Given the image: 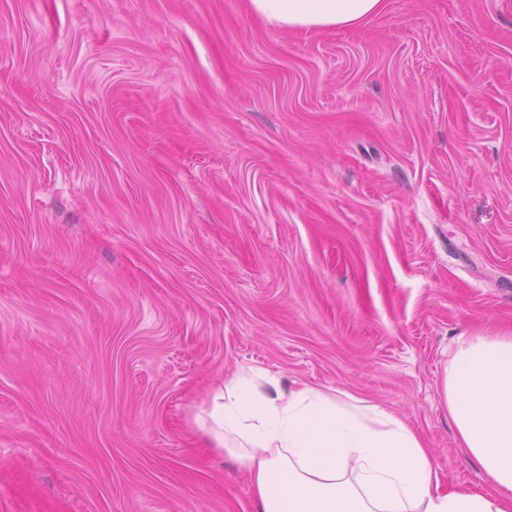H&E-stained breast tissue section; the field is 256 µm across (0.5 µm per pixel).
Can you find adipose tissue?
<instances>
[{"instance_id":"adipose-tissue-1","label":"adipose tissue","mask_w":512,"mask_h":512,"mask_svg":"<svg viewBox=\"0 0 512 512\" xmlns=\"http://www.w3.org/2000/svg\"><path fill=\"white\" fill-rule=\"evenodd\" d=\"M249 3L286 29L354 28L382 8V0ZM443 393L489 490L445 488L418 435L380 405L338 389L286 388L264 369L226 378L196 423L246 471L259 512H512V336L461 342Z\"/></svg>"}]
</instances>
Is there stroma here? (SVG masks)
<instances>
[{
    "mask_svg": "<svg viewBox=\"0 0 512 512\" xmlns=\"http://www.w3.org/2000/svg\"><path fill=\"white\" fill-rule=\"evenodd\" d=\"M512 332V0L286 30L248 0H0V512H257L240 368L411 425Z\"/></svg>",
    "mask_w": 512,
    "mask_h": 512,
    "instance_id": "stroma-1",
    "label": "stroma"
}]
</instances>
